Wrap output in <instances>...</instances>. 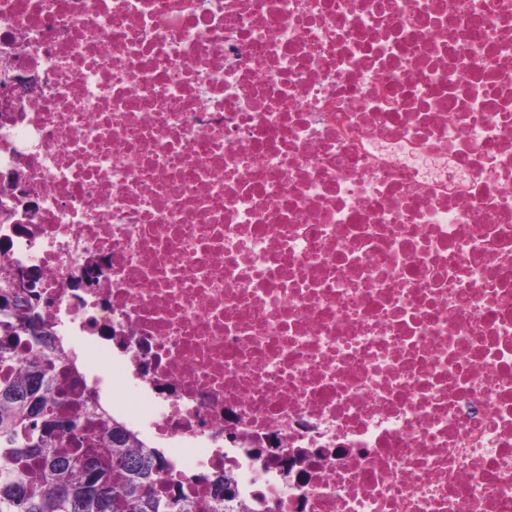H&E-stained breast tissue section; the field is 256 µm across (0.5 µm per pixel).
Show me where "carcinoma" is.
<instances>
[{
	"label": "carcinoma",
	"instance_id": "1",
	"mask_svg": "<svg viewBox=\"0 0 512 512\" xmlns=\"http://www.w3.org/2000/svg\"><path fill=\"white\" fill-rule=\"evenodd\" d=\"M11 271L0 270V368L11 363L17 337L45 345L19 377L0 375V512H196L194 502L155 491L163 467L144 444L91 398L54 389L57 364L69 360L51 341L41 311L12 297ZM210 512H241L213 496Z\"/></svg>",
	"mask_w": 512,
	"mask_h": 512
}]
</instances>
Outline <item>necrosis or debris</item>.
Wrapping results in <instances>:
<instances>
[{
	"label": "necrosis or debris",
	"instance_id": "4bbe7bcc",
	"mask_svg": "<svg viewBox=\"0 0 512 512\" xmlns=\"http://www.w3.org/2000/svg\"><path fill=\"white\" fill-rule=\"evenodd\" d=\"M0 264L254 512H512V0H0Z\"/></svg>",
	"mask_w": 512,
	"mask_h": 512
}]
</instances>
